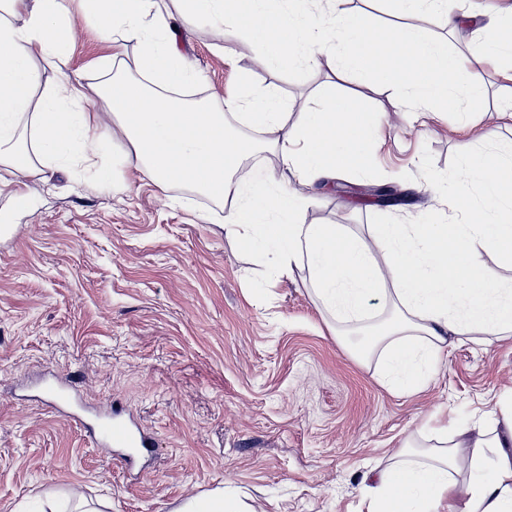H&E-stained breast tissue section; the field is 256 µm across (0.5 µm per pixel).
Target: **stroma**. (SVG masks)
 Listing matches in <instances>:
<instances>
[{
	"mask_svg": "<svg viewBox=\"0 0 512 512\" xmlns=\"http://www.w3.org/2000/svg\"><path fill=\"white\" fill-rule=\"evenodd\" d=\"M348 10L417 27L469 53L512 0H455L458 26L434 14L401 16L387 0H344ZM177 48L199 78L180 91L221 110L251 92H276L288 121L320 96L354 98L385 123L365 169L303 187L308 224H448L459 212L438 179L469 154L512 143V79L484 75L485 104L469 127L426 108L408 111L393 89L339 77L327 57L294 81L255 66L235 33L176 15ZM71 65L86 87L111 55L77 4L63 19ZM112 138L111 184L70 168L50 181L27 173L26 208L0 196V512H39L81 491L98 512H177L218 490L244 512H367L364 483L432 429L469 422L512 389V338L462 339L409 394L383 385L376 356L357 354L356 327L339 326L317 300L309 271L256 263L224 233V203L175 185L160 191L124 161ZM390 184L398 203L370 188ZM53 374L75 378L85 417L122 406L155 446L134 469L93 445L86 430L43 399Z\"/></svg>",
	"mask_w": 512,
	"mask_h": 512,
	"instance_id": "35a3bbf8",
	"label": "stroma"
}]
</instances>
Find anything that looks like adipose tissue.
I'll list each match as a JSON object with an SVG mask.
<instances>
[{"label":"adipose tissue","instance_id":"obj_1","mask_svg":"<svg viewBox=\"0 0 512 512\" xmlns=\"http://www.w3.org/2000/svg\"><path fill=\"white\" fill-rule=\"evenodd\" d=\"M114 50L140 45L139 78L113 76L97 89L106 119L127 139L125 161L160 190L174 184L216 200L233 198L224 232L252 248L257 262L274 258L286 272L307 264L324 310L339 324L364 320L366 298L391 286L393 314L377 325L368 347L381 373L405 392L433 371L449 336L512 335V282H495L474 260L494 251L512 267V145L463 157L448 179L454 200L467 203L459 224H380L371 239L343 224H305L307 205L292 182H313L339 171L364 169L382 115L353 101L329 98L288 122L275 93L248 95L242 111L226 115L176 104L173 91L194 74L175 47L176 34L156 0H79ZM64 0H0V195L24 202L21 174L68 165L109 183L103 157L108 141L83 109V85L72 70L59 20ZM64 84L33 104L37 61ZM249 136L236 135V126ZM269 151L279 168L254 170L248 187L234 176L251 155ZM479 185L481 199L468 190ZM437 443L409 452L380 470L368 487L369 512H512V396L472 423L439 429ZM468 449L474 474L455 478L459 449Z\"/></svg>","mask_w":512,"mask_h":512}]
</instances>
